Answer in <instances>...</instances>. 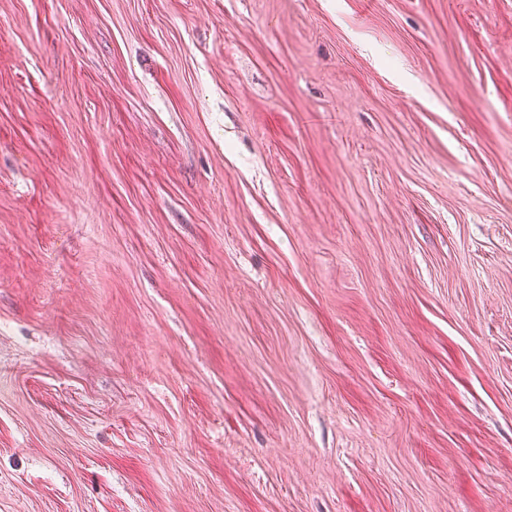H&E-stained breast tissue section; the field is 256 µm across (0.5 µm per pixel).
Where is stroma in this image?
<instances>
[{"label": "stroma", "instance_id": "stroma-1", "mask_svg": "<svg viewBox=\"0 0 512 512\" xmlns=\"http://www.w3.org/2000/svg\"><path fill=\"white\" fill-rule=\"evenodd\" d=\"M0 512H512V0H0Z\"/></svg>", "mask_w": 512, "mask_h": 512}]
</instances>
